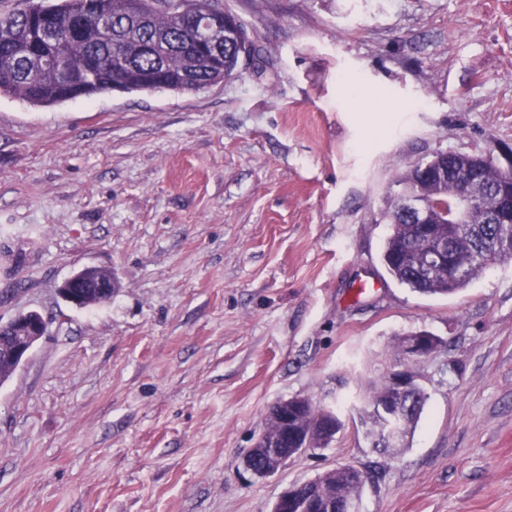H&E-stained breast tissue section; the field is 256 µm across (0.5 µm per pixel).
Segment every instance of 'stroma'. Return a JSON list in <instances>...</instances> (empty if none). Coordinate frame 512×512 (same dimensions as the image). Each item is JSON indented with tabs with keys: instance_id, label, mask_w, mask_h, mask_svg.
Masks as SVG:
<instances>
[{
	"instance_id": "stroma-1",
	"label": "stroma",
	"mask_w": 512,
	"mask_h": 512,
	"mask_svg": "<svg viewBox=\"0 0 512 512\" xmlns=\"http://www.w3.org/2000/svg\"><path fill=\"white\" fill-rule=\"evenodd\" d=\"M260 61L199 91L0 96V321L49 333L0 383V512H272L351 465L360 512H512V260L451 296L380 263L392 179L512 150V0H224ZM112 271L110 302L58 288ZM374 285L361 294L362 282ZM441 338L389 459L356 429L397 337ZM326 447L245 473L277 402Z\"/></svg>"
}]
</instances>
